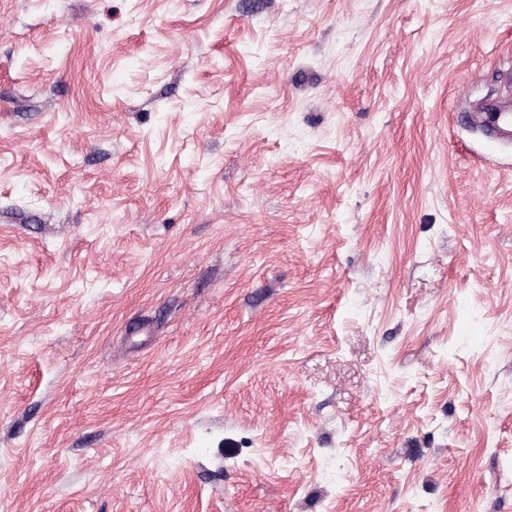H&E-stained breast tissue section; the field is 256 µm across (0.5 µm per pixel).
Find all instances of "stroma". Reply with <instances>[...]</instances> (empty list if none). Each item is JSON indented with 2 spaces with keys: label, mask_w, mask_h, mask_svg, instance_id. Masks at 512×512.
<instances>
[{
  "label": "stroma",
  "mask_w": 512,
  "mask_h": 512,
  "mask_svg": "<svg viewBox=\"0 0 512 512\" xmlns=\"http://www.w3.org/2000/svg\"><path fill=\"white\" fill-rule=\"evenodd\" d=\"M512 0H0V512H512ZM482 123L493 138L499 141H511L512 111L489 107L482 116Z\"/></svg>",
  "instance_id": "obj_1"
}]
</instances>
